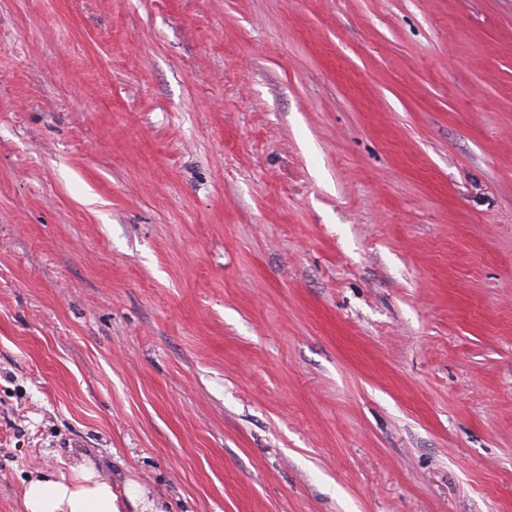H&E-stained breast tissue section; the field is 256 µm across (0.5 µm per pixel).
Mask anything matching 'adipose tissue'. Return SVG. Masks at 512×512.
<instances>
[{
	"instance_id": "adipose-tissue-1",
	"label": "adipose tissue",
	"mask_w": 512,
	"mask_h": 512,
	"mask_svg": "<svg viewBox=\"0 0 512 512\" xmlns=\"http://www.w3.org/2000/svg\"><path fill=\"white\" fill-rule=\"evenodd\" d=\"M135 512H159L146 488H134L126 500H119L109 480L93 465L74 468L72 475L30 479L25 487V512H121L123 502Z\"/></svg>"
}]
</instances>
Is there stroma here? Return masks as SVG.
Listing matches in <instances>:
<instances>
[{
  "label": "stroma",
  "mask_w": 512,
  "mask_h": 512,
  "mask_svg": "<svg viewBox=\"0 0 512 512\" xmlns=\"http://www.w3.org/2000/svg\"><path fill=\"white\" fill-rule=\"evenodd\" d=\"M512 512V0H0V512ZM24 512H121L112 483L91 464L73 469L71 476L31 478L25 487Z\"/></svg>",
  "instance_id": "stroma-1"
}]
</instances>
